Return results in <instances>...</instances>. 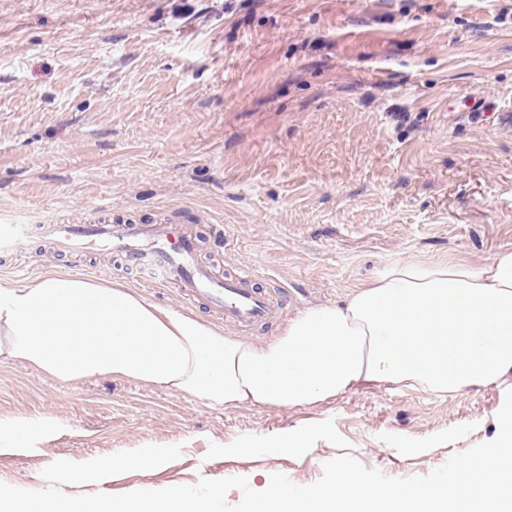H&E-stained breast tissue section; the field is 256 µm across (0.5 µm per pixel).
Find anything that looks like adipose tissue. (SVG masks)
<instances>
[{"label":"adipose tissue","mask_w":512,"mask_h":512,"mask_svg":"<svg viewBox=\"0 0 512 512\" xmlns=\"http://www.w3.org/2000/svg\"><path fill=\"white\" fill-rule=\"evenodd\" d=\"M51 381L120 378L224 409L309 408L386 382L500 405L453 482L376 486L344 468L302 496L275 485L248 512H512V248L485 261L402 258L310 306L265 341L225 335L121 280L0 278V363Z\"/></svg>","instance_id":"obj_1"}]
</instances>
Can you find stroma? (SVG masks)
Here are the masks:
<instances>
[{
	"instance_id": "obj_1",
	"label": "stroma",
	"mask_w": 512,
	"mask_h": 512,
	"mask_svg": "<svg viewBox=\"0 0 512 512\" xmlns=\"http://www.w3.org/2000/svg\"><path fill=\"white\" fill-rule=\"evenodd\" d=\"M98 203L134 224L175 210L204 236L202 258L261 273L279 316L223 327L256 342L388 261L512 247V0H0V225H30V276L122 279L183 307L109 252L41 238ZM498 403L380 382L313 409L225 410L0 363V419L52 418L0 455V479L179 444L112 493L243 476L301 494L340 466L416 486L479 452ZM297 425L302 446L271 447Z\"/></svg>"
}]
</instances>
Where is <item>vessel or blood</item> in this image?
<instances>
[{"mask_svg":"<svg viewBox=\"0 0 512 512\" xmlns=\"http://www.w3.org/2000/svg\"><path fill=\"white\" fill-rule=\"evenodd\" d=\"M39 231L58 253L104 246L126 266L145 274L149 282L177 289L181 298L204 306L225 323L263 325L279 312L276 299L260 288L258 273L202 263L198 231L173 217H162L154 224H43ZM28 236L24 225H0V253L12 258L19 273L26 270Z\"/></svg>","mask_w":512,"mask_h":512,"instance_id":"1","label":"vessel or blood"}]
</instances>
